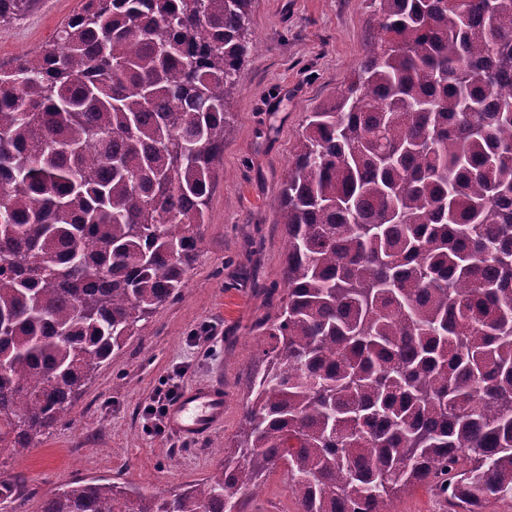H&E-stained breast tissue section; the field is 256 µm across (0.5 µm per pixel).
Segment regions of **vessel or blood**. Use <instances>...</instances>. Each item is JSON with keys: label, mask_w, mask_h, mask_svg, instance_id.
<instances>
[{"label": "vessel or blood", "mask_w": 512, "mask_h": 512, "mask_svg": "<svg viewBox=\"0 0 512 512\" xmlns=\"http://www.w3.org/2000/svg\"><path fill=\"white\" fill-rule=\"evenodd\" d=\"M223 422L224 387L218 382L186 390L168 412L170 429L185 442L203 437Z\"/></svg>", "instance_id": "obj_1"}]
</instances>
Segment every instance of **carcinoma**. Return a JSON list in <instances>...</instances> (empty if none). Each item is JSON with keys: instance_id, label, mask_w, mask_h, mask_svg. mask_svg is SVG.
Returning a JSON list of instances; mask_svg holds the SVG:
<instances>
[{"instance_id": "1", "label": "carcinoma", "mask_w": 512, "mask_h": 512, "mask_svg": "<svg viewBox=\"0 0 512 512\" xmlns=\"http://www.w3.org/2000/svg\"><path fill=\"white\" fill-rule=\"evenodd\" d=\"M251 3L82 0L0 69V450L63 420L202 251ZM371 5L273 201L285 293L224 464L162 498L66 484L40 512H241L279 461L298 512L512 498V0ZM444 501L426 487L401 496L394 503V512H448Z\"/></svg>"}]
</instances>
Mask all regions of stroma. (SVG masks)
Listing matches in <instances>:
<instances>
[{
  "mask_svg": "<svg viewBox=\"0 0 512 512\" xmlns=\"http://www.w3.org/2000/svg\"><path fill=\"white\" fill-rule=\"evenodd\" d=\"M80 0H37L0 24V65L52 41ZM248 55L229 106L204 248L182 288L101 364L65 419L19 454L0 452V481L24 480L23 512L66 483L102 479L167 495L224 461L270 339L283 283L284 227L272 208L306 119L340 89L373 32L368 0H252ZM224 385V423L184 443L145 411L169 385ZM245 512H297L283 467Z\"/></svg>",
  "mask_w": 512,
  "mask_h": 512,
  "instance_id": "1",
  "label": "stroma"
}]
</instances>
